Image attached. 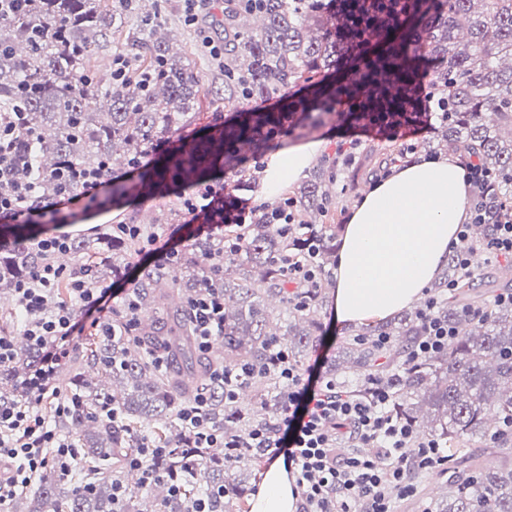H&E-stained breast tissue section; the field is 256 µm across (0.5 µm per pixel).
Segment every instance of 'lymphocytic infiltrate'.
Instances as JSON below:
<instances>
[{
  "instance_id": "f902f5d3",
  "label": "lymphocytic infiltrate",
  "mask_w": 512,
  "mask_h": 512,
  "mask_svg": "<svg viewBox=\"0 0 512 512\" xmlns=\"http://www.w3.org/2000/svg\"><path fill=\"white\" fill-rule=\"evenodd\" d=\"M412 2L356 0L349 9L345 0H333L332 6L337 13L346 14L356 46L367 56L373 48L369 30L399 23ZM370 83L367 74L348 81L337 90L334 100L322 106L328 113L342 109L362 118L361 124L348 127L346 140L336 149L337 156L358 148L360 135L394 140L401 131L418 132L432 120L434 95L425 85H417L412 97H399L395 106L380 107L363 94ZM22 131V114L0 116V223L45 227L37 246L48 259L16 280L13 295L24 316L27 340L44 355L31 382L47 386L74 343L101 325L113 303H120L132 318L139 303L133 289L113 284L93 287L78 273L50 262V255L70 248V236L62 232V225L81 223L94 212L111 209L112 181L78 171L74 174L79 182L76 191L61 192L40 206L27 205L32 185L11 176L15 141ZM462 169L470 207L466 223L459 227V239H467L470 225L492 227L479 251L457 254L459 269L468 274L482 261L512 260V209L487 207L485 199L495 183L490 171L467 161ZM183 207L189 235L163 231L149 236L140 252L151 264L174 265L186 238L209 237L230 226H245L258 212L245 199L228 203L224 182L217 178L194 184L183 197ZM65 279L71 285V303L53 307L56 289ZM189 306L198 346L209 350L214 337L224 333V294L214 288L202 289ZM417 315L423 334L409 356L413 364L443 352L455 335L454 327L440 313L437 297H427ZM272 365L283 381L281 411L273 426L254 429L241 442L225 440L223 433L206 428V401L200 395L182 409L180 418L195 432L199 447H225L236 457L253 450L283 455L295 476L302 512H394L395 501L415 494L416 474L447 468V450L436 439L416 437L411 424L393 413L392 394L387 389L374 386L362 394L339 391L321 376L318 366L299 370L282 349L273 354ZM345 442L350 445L346 452L341 449ZM74 448L73 439L46 422L33 402H0V507L49 464L68 470L76 457Z\"/></svg>"
}]
</instances>
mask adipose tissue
Segmentation results:
<instances>
[{
  "label": "adipose tissue",
  "mask_w": 512,
  "mask_h": 512,
  "mask_svg": "<svg viewBox=\"0 0 512 512\" xmlns=\"http://www.w3.org/2000/svg\"><path fill=\"white\" fill-rule=\"evenodd\" d=\"M314 146L289 150L267 169V185L298 180ZM468 209V188L453 156L415 163L378 182L354 209L333 276L337 322L383 318L419 301L452 247ZM295 481L283 458L266 469L251 512H296Z\"/></svg>",
  "instance_id": "adipose-tissue-1"
}]
</instances>
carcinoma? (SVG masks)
<instances>
[{
	"label": "carcinoma",
	"instance_id": "cac0c4a2",
	"mask_svg": "<svg viewBox=\"0 0 512 512\" xmlns=\"http://www.w3.org/2000/svg\"><path fill=\"white\" fill-rule=\"evenodd\" d=\"M131 14L143 31L125 29ZM206 24L224 46L222 90L202 89L172 52L162 0H13L0 12V111L25 115L29 134L16 141L14 176L35 183L31 204L55 198L63 188L60 174L73 168L109 176L114 162H127L194 123L207 96L214 102L222 93L261 100L302 85L315 101L330 100L336 83L329 75L355 56L349 30L336 25L322 0H261V8L249 12L236 0H224V13ZM121 33L119 53L131 61V71L103 85L91 57ZM388 38L394 39L399 68L410 82L427 78L443 99L447 118L436 130L440 149L493 171L496 205L512 203V0H419ZM417 41L424 43L421 56L411 51ZM144 73L150 75L146 86ZM294 111L290 103L277 112H241L235 122L213 128L162 163L144 165L135 182L112 181V202L152 197L170 182L191 185L212 168L231 166L242 147L257 146ZM396 158L410 162L387 144L359 152L346 168L329 157L321 160L291 196L300 228L289 233L262 223L227 228L228 235L243 234L244 245L224 257L217 274L204 258L220 253L219 238L194 240L177 273L144 269L133 289L152 316L139 321L130 336L125 315L115 312L112 330L82 339L75 362L93 369L96 381H80L76 405L56 420L62 432L78 436L79 456L68 473L50 466L39 474L26 512H195L202 502L207 512H242L247 487L224 474L259 469L261 453L229 460L222 448L196 447L180 411L195 395H205L207 426L228 440L274 423L282 382L270 364L272 346L303 365L320 345L319 312L335 288L329 266L341 225L324 224L334 217L333 186L373 176ZM313 230L321 235L324 273L316 287L291 290L275 260L300 253L302 239ZM1 237L10 245L0 251V290L10 292L44 254L30 227L0 224ZM138 247V240L115 238L112 229L103 228L90 237L75 236L70 252L97 271L121 268ZM450 281L456 285L451 294ZM500 287L512 290V282H501L492 272L466 276L450 254L433 284L442 316L456 328L447 351L407 364L421 325L416 315L404 314L346 336L331 361L329 377L338 389L358 394L376 380L394 394V412L416 432L448 443V484L434 501L435 512H512V453L493 468L481 462L487 440L512 442V431L503 424L512 421V307L495 303ZM202 288L224 291V335L211 353L196 347L188 309L189 298ZM473 309L481 314H471ZM284 315L291 318L285 326ZM379 336L390 337L387 347L377 346ZM157 353L166 356L161 369L154 363ZM42 358L28 343L15 350L14 360L0 367V401L39 394L20 384ZM245 363L260 368L243 386L253 404L246 413L238 401L224 399V384L212 377L220 365ZM347 372L357 381L336 379ZM146 421L154 424L152 439L168 449L152 462L163 474L162 496L138 494L128 478L127 459Z\"/></svg>",
	"mask_w": 512,
	"mask_h": 512
}]
</instances>
